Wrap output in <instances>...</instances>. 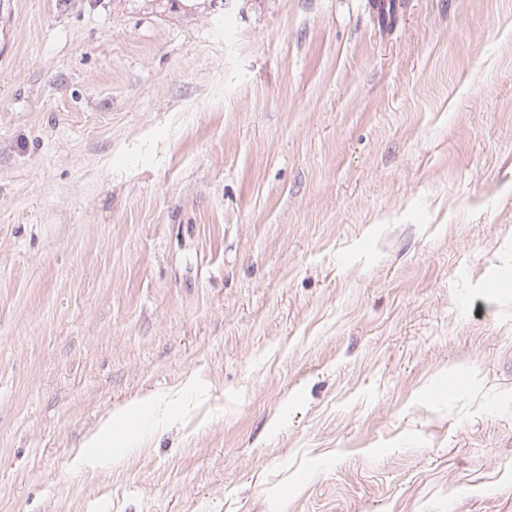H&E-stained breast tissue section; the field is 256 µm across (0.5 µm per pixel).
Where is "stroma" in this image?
I'll list each match as a JSON object with an SVG mask.
<instances>
[{
    "label": "stroma",
    "mask_w": 512,
    "mask_h": 512,
    "mask_svg": "<svg viewBox=\"0 0 512 512\" xmlns=\"http://www.w3.org/2000/svg\"><path fill=\"white\" fill-rule=\"evenodd\" d=\"M389 3L0 0V512H512V0Z\"/></svg>",
    "instance_id": "stroma-1"
}]
</instances>
